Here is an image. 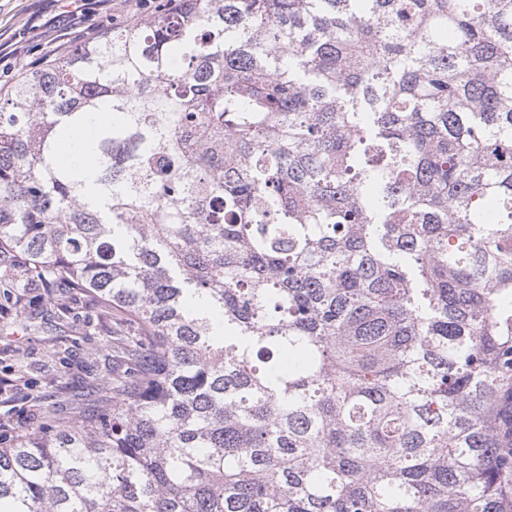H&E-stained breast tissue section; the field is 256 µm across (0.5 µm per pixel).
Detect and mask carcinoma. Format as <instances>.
<instances>
[{
  "label": "carcinoma",
  "mask_w": 512,
  "mask_h": 512,
  "mask_svg": "<svg viewBox=\"0 0 512 512\" xmlns=\"http://www.w3.org/2000/svg\"><path fill=\"white\" fill-rule=\"evenodd\" d=\"M1 247L134 334L0 512H512V0L104 31L0 92Z\"/></svg>",
  "instance_id": "cac0c4a2"
}]
</instances>
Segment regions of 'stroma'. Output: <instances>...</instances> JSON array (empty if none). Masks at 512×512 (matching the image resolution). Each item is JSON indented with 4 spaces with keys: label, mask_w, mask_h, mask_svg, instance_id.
I'll use <instances>...</instances> for the list:
<instances>
[{
    "label": "stroma",
    "mask_w": 512,
    "mask_h": 512,
    "mask_svg": "<svg viewBox=\"0 0 512 512\" xmlns=\"http://www.w3.org/2000/svg\"><path fill=\"white\" fill-rule=\"evenodd\" d=\"M167 0H0V89L35 63L98 31L164 12ZM20 256L0 254V437L45 422L79 423L103 383L126 378L128 323L69 288L27 283Z\"/></svg>",
    "instance_id": "35a3bbf8"
}]
</instances>
